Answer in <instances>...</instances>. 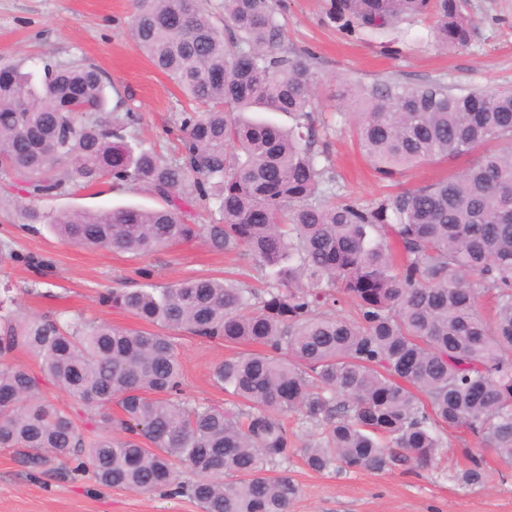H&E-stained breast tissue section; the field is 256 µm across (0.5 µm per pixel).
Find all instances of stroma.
Listing matches in <instances>:
<instances>
[{
    "label": "stroma",
    "instance_id": "1",
    "mask_svg": "<svg viewBox=\"0 0 512 512\" xmlns=\"http://www.w3.org/2000/svg\"><path fill=\"white\" fill-rule=\"evenodd\" d=\"M290 47L314 54L316 90L324 118L333 123L330 160L347 193L369 201L388 193L338 123L336 91L344 78L370 85L388 78L410 86L443 80L464 90L512 89V0H468L476 30L467 48L444 50L433 36L431 19L404 21L384 34L339 30L329 16L330 0H281ZM132 0H0V65L36 69L39 60L61 66H91L109 80V108L134 112V132L167 154L179 146L177 113L190 105L180 90L141 53L129 32ZM28 198L19 178L0 171V243H8L20 261L0 260V278L8 277L12 308L19 317L62 313L87 322L133 325V318L102 304L115 288L169 284L194 276L254 281L247 252L224 254L200 239L179 241L148 254L131 255L66 244L45 226L25 229L21 210ZM136 205L155 207L153 197L103 179L96 186H72L65 195L40 202L45 211ZM44 260L45 268L26 264ZM183 396L220 406L224 392L212 371L225 357L242 353L237 344L179 333ZM469 435L450 437L439 460L425 469L405 471L308 469L298 451L279 466L299 493L288 512H512V476L492 475L478 487H464L453 467ZM0 512H200L189 498L100 485L92 472L49 462L39 471L24 468L10 449L0 448Z\"/></svg>",
    "mask_w": 512,
    "mask_h": 512
}]
</instances>
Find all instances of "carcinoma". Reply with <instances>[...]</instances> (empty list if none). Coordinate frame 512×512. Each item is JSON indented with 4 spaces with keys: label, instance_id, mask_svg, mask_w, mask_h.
<instances>
[{
    "label": "carcinoma",
    "instance_id": "obj_1",
    "mask_svg": "<svg viewBox=\"0 0 512 512\" xmlns=\"http://www.w3.org/2000/svg\"><path fill=\"white\" fill-rule=\"evenodd\" d=\"M133 4L135 42L198 105L176 117V154L127 135L133 113L105 114L97 69L13 64L0 67V170L32 201L106 177L161 201L26 208L64 243L144 255L202 237L247 251L263 287L196 276L102 297L143 328L0 317V448L32 469L75 461L106 486L186 495L202 512H288L298 487L274 474L293 447L283 413L323 425L300 448L318 473L427 468L457 432L512 471V92L347 80L342 116L379 179L469 159L436 182L359 201L330 164L312 55L288 47L278 3L222 0L219 24L198 0ZM330 16L350 33L432 16L448 49L467 47L474 27L467 0H331ZM186 202L213 222L187 223ZM182 331L262 347L214 368L227 406L182 399ZM17 349L107 434L86 440L37 376L6 361ZM180 465L196 479L179 480ZM485 477L470 452L453 474L467 486Z\"/></svg>",
    "mask_w": 512,
    "mask_h": 512
}]
</instances>
